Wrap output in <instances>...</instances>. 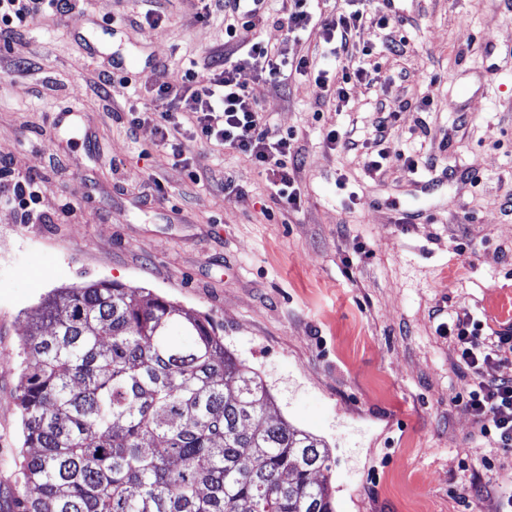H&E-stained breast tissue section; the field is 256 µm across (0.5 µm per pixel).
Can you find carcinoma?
<instances>
[{"label": "carcinoma", "instance_id": "cac0c4a2", "mask_svg": "<svg viewBox=\"0 0 512 512\" xmlns=\"http://www.w3.org/2000/svg\"><path fill=\"white\" fill-rule=\"evenodd\" d=\"M14 512H335L321 440L206 316L143 288H62L25 326Z\"/></svg>", "mask_w": 512, "mask_h": 512}]
</instances>
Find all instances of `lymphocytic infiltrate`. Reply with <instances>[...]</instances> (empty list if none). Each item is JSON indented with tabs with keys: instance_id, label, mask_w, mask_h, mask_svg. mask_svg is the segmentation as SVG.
<instances>
[{
	"instance_id": "1",
	"label": "lymphocytic infiltrate",
	"mask_w": 512,
	"mask_h": 512,
	"mask_svg": "<svg viewBox=\"0 0 512 512\" xmlns=\"http://www.w3.org/2000/svg\"><path fill=\"white\" fill-rule=\"evenodd\" d=\"M290 2L281 26L292 34L318 36L332 56L348 55L347 64L339 71L329 73L315 68L308 56H291L264 42L248 40V32L256 27L255 20L250 19L225 28L229 41L247 46L245 58L225 54L223 67L205 76L191 68L179 73L159 69L154 89L166 108L152 117L160 146L173 158L182 157L184 139L189 136L237 150L258 166L271 170V196L287 210L299 203L295 179L288 170L294 144L288 136L269 140L259 107L239 79L241 69L248 65L273 79L284 74L310 79L320 99L341 105L348 98L350 84L368 76L359 60H353V51H360L362 56L373 51L371 40L364 37L367 25L363 12L316 14L310 9L311 0ZM69 7L70 0H0V41H7L39 15L62 13ZM452 333L460 362L475 378L465 404L478 419L482 437L495 439L500 448L511 451L512 381L485 378L483 368L492 362L496 347L512 342V335L485 337L480 321L467 314L456 318Z\"/></svg>"
}]
</instances>
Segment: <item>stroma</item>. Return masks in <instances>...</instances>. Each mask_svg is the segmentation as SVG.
I'll list each match as a JSON object with an SVG mask.
<instances>
[{"mask_svg":"<svg viewBox=\"0 0 512 512\" xmlns=\"http://www.w3.org/2000/svg\"><path fill=\"white\" fill-rule=\"evenodd\" d=\"M196 5L78 0L0 46V185H42L41 219L0 206V512L26 454L23 326L54 289L96 280L212 320L268 385L273 416L330 448L336 512H496L512 453L461 402L473 379L445 327L467 313L485 334L508 330L497 303L512 292V0H407L388 29L368 30L372 79L340 108L306 79L243 69L269 139L293 134L299 150L291 211L245 155L186 141L187 165L206 173L195 183L153 123L131 125L157 109L154 70L202 72L223 55L230 14L200 22ZM288 6L270 0L256 37L313 52L278 25ZM151 9L160 29L144 21ZM392 37L400 53L385 49ZM108 71L127 94L101 93ZM71 106L80 128L57 122ZM333 128L345 146L327 145ZM379 150L387 160L369 170Z\"/></svg>","mask_w":512,"mask_h":512,"instance_id":"stroma-1","label":"stroma"}]
</instances>
